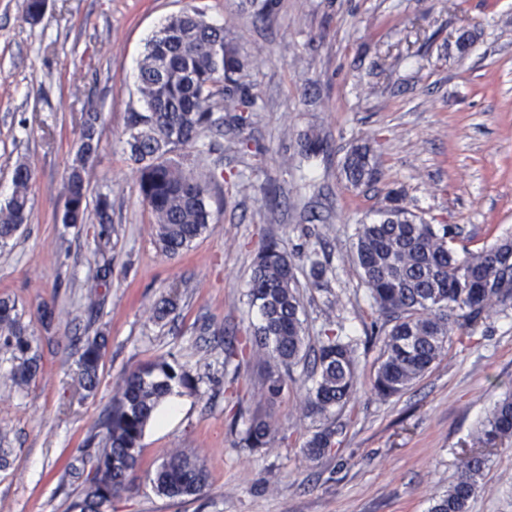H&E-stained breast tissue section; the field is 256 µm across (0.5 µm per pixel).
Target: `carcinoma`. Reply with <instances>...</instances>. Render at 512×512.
<instances>
[{
	"mask_svg": "<svg viewBox=\"0 0 512 512\" xmlns=\"http://www.w3.org/2000/svg\"><path fill=\"white\" fill-rule=\"evenodd\" d=\"M248 64L224 26L206 21L195 8L171 17L147 41L138 74V92L144 110L129 117V159L139 174V193L155 219L160 249L176 256L208 227L209 199L215 175H203L198 161L204 154L221 153L216 139L224 135V113L233 112L234 127L246 122L256 95L246 82ZM99 115H84L80 145L65 183L62 219L66 225L84 223L88 209L85 164L92 148L99 147ZM343 171L351 186L378 180L379 162L370 146L354 145L345 154ZM33 180L30 166L15 165L13 192L0 205V246L26 223ZM99 237L112 230V204L106 195L96 199ZM355 263L379 311L394 325L385 335L373 377V389L382 397L398 394L425 375L442 356L451 336V324L474 327L496 308L512 305V240H498L476 249L457 247L458 228L429 224L408 210L393 206L377 224L355 228ZM248 298L259 313L253 343L285 369L306 356V336L300 318L295 264L288 252L265 241L258 252ZM0 341L16 361L11 376L23 390L39 368L27 329L15 303L0 300ZM103 344L98 338L83 346L74 372L79 387L93 391L99 381ZM313 371L318 374L307 403L313 413L343 408L355 381V348L339 336H328L314 351ZM196 379L176 359L161 358L131 372L113 398L112 411L98 423L87 443L97 448L84 498L73 503L85 512L94 501L109 502L125 490L139 464L140 440L160 402L176 388L194 389ZM335 430L315 432L303 448L308 459L330 450ZM275 440L273 429L252 420L244 432L248 448H266ZM477 442H512V394L497 400L478 430ZM485 467L481 458L462 462L457 480L431 507L430 512H468L469 501ZM208 475L195 455L175 453L157 468L153 484L169 498L201 493Z\"/></svg>",
	"mask_w": 512,
	"mask_h": 512,
	"instance_id": "cac0c4a2",
	"label": "carcinoma"
}]
</instances>
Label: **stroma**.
I'll return each instance as SVG.
<instances>
[{"instance_id": "stroma-1", "label": "stroma", "mask_w": 512, "mask_h": 512, "mask_svg": "<svg viewBox=\"0 0 512 512\" xmlns=\"http://www.w3.org/2000/svg\"><path fill=\"white\" fill-rule=\"evenodd\" d=\"M193 7L227 27L249 62L256 106L243 129L225 126L207 230L177 256L157 245L154 217L125 152L127 115L142 110L137 73L147 40ZM100 116L87 196L108 195L112 234L96 246L94 216L61 221L82 116ZM322 147L306 158L305 134ZM369 144L377 182L351 187L349 147ZM31 166L30 214L0 248V299L15 301L41 355L26 391L0 350V512H70L87 488L86 440L111 409L125 375L159 359L188 363L199 390L178 415L147 427L140 465L107 512H430L462 461L487 466L468 512H512V444H475V429L512 392V306L475 330L453 329L442 357L415 384L382 398L372 378L392 323L373 305L354 264V229L401 206L432 224L461 227L470 248L512 237V0H273L256 17L246 0H49L37 24L23 0H0V204L16 163ZM294 258L310 345L358 342L356 389L343 409H307L314 376L291 370L269 397L276 363L264 352L225 359L258 322L247 292L261 239ZM327 259L312 287L311 251ZM101 305L86 309L101 259ZM176 295L164 319L155 310ZM53 308L52 330L40 314ZM104 339L99 384L78 389L86 338ZM275 430L271 447H244L252 419ZM334 426L330 451L302 449ZM177 452L198 456L208 484L180 502L157 494L150 474Z\"/></svg>"}]
</instances>
